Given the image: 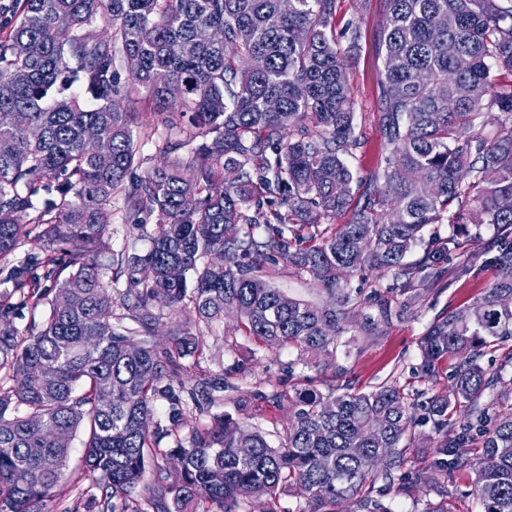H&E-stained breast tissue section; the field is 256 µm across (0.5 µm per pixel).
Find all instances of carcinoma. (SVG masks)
<instances>
[{
	"label": "carcinoma",
	"mask_w": 512,
	"mask_h": 512,
	"mask_svg": "<svg viewBox=\"0 0 512 512\" xmlns=\"http://www.w3.org/2000/svg\"><path fill=\"white\" fill-rule=\"evenodd\" d=\"M385 4L378 125L391 156L355 196L347 156L361 142L345 72L361 28L347 23L339 47V0H295L288 12L281 0L15 3L16 21L0 26V258L28 242L46 254V277L61 260L69 274L43 291L29 268L12 271L16 291L48 305L35 334L19 335L0 302V512H52L70 455L56 435L79 430L104 512H184L198 499L237 512L287 485L307 512H338L352 499L362 512H390L366 484L391 482L406 451L411 405L399 386L300 390L288 397L293 420L279 448L224 413L163 448L181 425L184 395L207 410L224 392L222 374L186 387L180 359L203 357L206 333L234 311L236 330L258 347L295 348L311 362L353 311L348 276H386L414 295L454 251L468 274L459 239L484 224L494 227L485 252L501 277L432 321L420 369L430 378L455 361L448 397L431 402L434 467L473 473L481 512H512V412L490 418L482 400L500 376L479 362L512 336V305L500 303L512 295V209L503 206L512 199V0ZM98 25L114 30L118 48L93 36ZM254 56L260 71L249 66ZM119 66L133 84L118 81ZM141 87L180 138L135 180L138 113L120 102L136 103ZM185 147L187 159H166ZM117 196L150 242L143 255L111 254L128 277L120 305L133 328L113 322L98 261ZM142 214L156 218L153 229ZM338 215L346 221L331 223ZM432 224L448 225V237L409 259ZM267 260L297 274L316 269L326 299L282 306ZM156 304L190 309L198 332L176 324L171 347L158 348ZM389 319L380 303L362 328L371 334ZM477 427L486 438L474 460Z\"/></svg>",
	"instance_id": "cac0c4a2"
}]
</instances>
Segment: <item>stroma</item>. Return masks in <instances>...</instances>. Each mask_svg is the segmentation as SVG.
Segmentation results:
<instances>
[{"label":"stroma","mask_w":512,"mask_h":512,"mask_svg":"<svg viewBox=\"0 0 512 512\" xmlns=\"http://www.w3.org/2000/svg\"><path fill=\"white\" fill-rule=\"evenodd\" d=\"M339 24L356 22L362 30L361 50L349 60L347 80L355 98V132L360 148L349 156L348 163L359 179L382 172L389 150L382 143L378 127V84L384 73L383 55L379 48L385 17L384 0H366L356 6L354 0H340ZM135 110L141 124L136 143L135 177L143 178L161 162L158 147L171 132L158 124L148 105L147 92H140ZM474 240L467 248L472 265L469 277L455 278V259L443 264L445 276L433 287L420 290L415 301L390 291V280L372 274L352 275L346 288L357 306L354 317L339 333L331 354L320 356L318 367H310L300 359L296 349L268 351L257 348L235 330L234 319L216 324L207 336L208 350L201 361L185 357L186 367L201 365L211 373L223 374L232 385L225 392L220 409L246 426L260 428L267 434L272 446H279L284 430L293 413L287 403L271 406L252 400L253 391H281L294 394L304 388L308 380L334 379L336 384L351 385L363 390L389 381L408 393L413 404V422L410 428L412 444L394 485L376 481L372 495L389 506L392 512H414L416 500L448 501L451 512H480L481 507L469 493L470 475L463 472L453 479H445L433 466L435 433L428 418L431 397L444 396L450 385L449 366L440 367L435 377L421 381L420 339L427 326L442 312L474 300L481 289L494 281L498 272L482 249L483 241L491 234L489 227L471 228ZM137 229L128 222L121 198L112 200V222L108 226V242L112 252L134 246L136 253L145 254L149 242L137 239ZM387 300L392 319L371 335L365 334L361 324L368 315H376L379 300ZM482 366L491 373H500L502 380L485 402L490 414L512 409V338L499 347L485 351ZM71 459L66 478L51 507L53 512H88L97 490L80 468L83 453L82 435L73 436Z\"/></svg>","instance_id":"obj_1"}]
</instances>
